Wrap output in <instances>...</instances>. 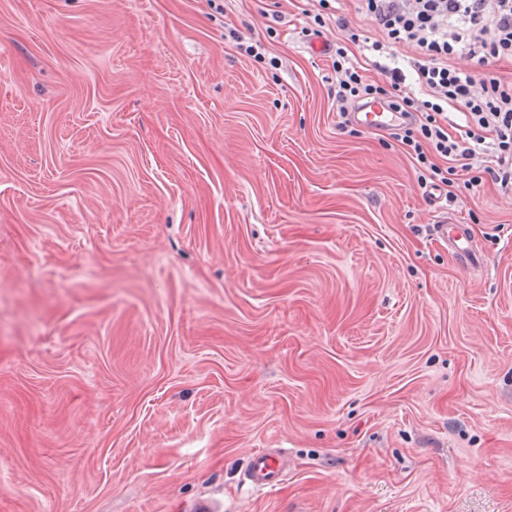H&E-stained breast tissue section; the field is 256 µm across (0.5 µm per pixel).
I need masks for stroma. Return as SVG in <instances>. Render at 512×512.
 <instances>
[{"label": "stroma", "instance_id": "1", "mask_svg": "<svg viewBox=\"0 0 512 512\" xmlns=\"http://www.w3.org/2000/svg\"><path fill=\"white\" fill-rule=\"evenodd\" d=\"M322 14L0 0V512H512V191L341 126ZM435 221L436 234L445 242L448 243L449 250L461 257L467 266L472 264V260L478 261L476 251L470 245L469 240L463 236L458 224H448L446 219ZM285 470L278 451L263 449L251 455L245 469V479L254 489H273L284 480Z\"/></svg>", "mask_w": 512, "mask_h": 512}]
</instances>
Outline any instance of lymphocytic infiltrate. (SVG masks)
Returning a JSON list of instances; mask_svg holds the SVG:
<instances>
[{"label":"lymphocytic infiltrate","mask_w":512,"mask_h":512,"mask_svg":"<svg viewBox=\"0 0 512 512\" xmlns=\"http://www.w3.org/2000/svg\"><path fill=\"white\" fill-rule=\"evenodd\" d=\"M379 36L371 51L390 56L392 47L410 50V68L421 97L405 94L404 70L382 66L386 86L365 82L346 47L335 50L333 62L342 74L336 108L347 117L350 108L380 99L406 121L395 138L407 147L419 170L420 187L438 181L441 172H470L476 156L492 159L487 172L501 187L512 186V79L492 72L501 60L512 61V0H354ZM478 56L490 70L481 75L451 65L461 51ZM454 107L461 121L449 119ZM448 163L440 170L438 160Z\"/></svg>","instance_id":"obj_1"}]
</instances>
